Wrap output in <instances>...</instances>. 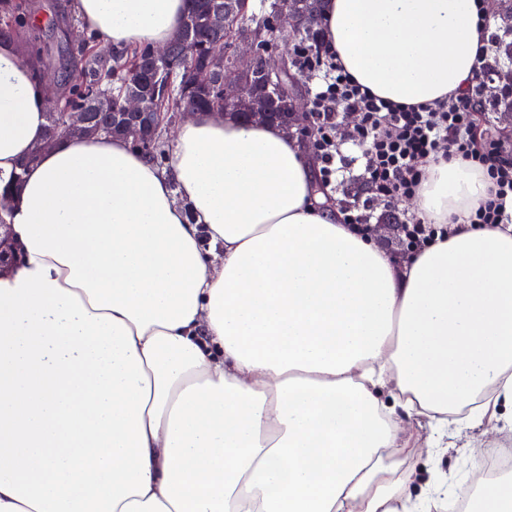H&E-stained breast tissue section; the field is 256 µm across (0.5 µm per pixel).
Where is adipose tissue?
<instances>
[{"mask_svg":"<svg viewBox=\"0 0 512 512\" xmlns=\"http://www.w3.org/2000/svg\"><path fill=\"white\" fill-rule=\"evenodd\" d=\"M186 0H76L103 44L165 45ZM489 0H324L363 88L438 105L480 77ZM0 38V512H418L403 416L512 404V224L431 159L404 258L344 223L298 138L199 112L162 170L122 137L45 141ZM392 388L393 401L379 393ZM0 205V268L2 270L4 267L17 263L18 255L16 251L10 248L12 243L10 237L11 224H8L6 219L2 216V213L8 210L7 202L1 198Z\"/></svg>","mask_w":512,"mask_h":512,"instance_id":"adipose-tissue-1","label":"adipose tissue"}]
</instances>
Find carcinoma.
<instances>
[{"instance_id":"carcinoma-1","label":"carcinoma","mask_w":512,"mask_h":512,"mask_svg":"<svg viewBox=\"0 0 512 512\" xmlns=\"http://www.w3.org/2000/svg\"><path fill=\"white\" fill-rule=\"evenodd\" d=\"M237 0H207L205 4L190 3L184 14L174 40L172 52L164 59L156 58L150 47H135L115 50L104 47L89 52L82 48L72 54L64 65L65 91L56 98L46 112V138L52 141L61 132L58 115L78 110L86 112L100 125L105 137L125 136L123 125L133 120L144 122L154 114L166 112L204 111L221 105L222 86L217 82L197 83L192 76L193 63L180 55L179 43L187 39L198 43L199 61L206 63L215 57L224 58L232 31L239 24L251 23L264 30L261 50L267 52L272 46L273 27L269 11L261 7L260 12L238 13L237 21L227 29L213 27L209 23V11L224 10ZM25 0H0V25L19 24L25 16ZM512 62V28L496 38L493 55L486 63L487 72L498 81L499 90L488 95V111L512 112V69H506L502 60ZM135 95L143 104L142 114L131 118L122 116L123 100ZM112 100L115 115L101 113L104 99Z\"/></svg>"}]
</instances>
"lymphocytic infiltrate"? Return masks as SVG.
<instances>
[{"label": "lymphocytic infiltrate", "instance_id": "1", "mask_svg": "<svg viewBox=\"0 0 512 512\" xmlns=\"http://www.w3.org/2000/svg\"><path fill=\"white\" fill-rule=\"evenodd\" d=\"M294 55L302 73L320 72L325 78L310 107L316 115L313 139L324 184H332L341 171L336 164V128L345 113L357 117L350 140L361 152L363 179L372 200L345 207L346 223L368 228L375 202L413 196L422 177V164L439 153L475 163L492 183L489 197L471 216V223H512L504 208L506 197L512 194V162L505 159L506 147L500 138L476 131L477 115L486 103L480 87L434 107L398 105L357 84L337 64L324 41L295 45Z\"/></svg>", "mask_w": 512, "mask_h": 512}]
</instances>
